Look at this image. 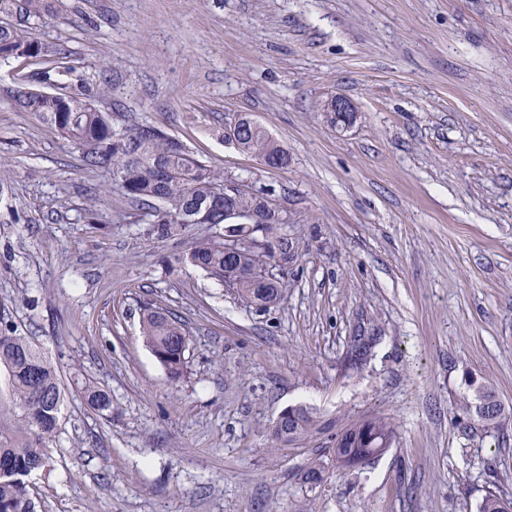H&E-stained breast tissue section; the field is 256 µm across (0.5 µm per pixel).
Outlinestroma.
<instances>
[{
    "instance_id": "obj_1",
    "label": "stroma",
    "mask_w": 512,
    "mask_h": 512,
    "mask_svg": "<svg viewBox=\"0 0 512 512\" xmlns=\"http://www.w3.org/2000/svg\"><path fill=\"white\" fill-rule=\"evenodd\" d=\"M28 25L56 54L0 59V326L61 384L38 512L512 500V0H60ZM24 87L86 94L116 128L154 125L225 184L268 193L288 242L270 262L279 303L246 305L183 262L223 225L157 239L111 168L16 106ZM339 93L358 110L343 133L323 110ZM241 113L287 167L225 139ZM148 306L187 331L179 380L140 334ZM473 378L508 409L500 423L463 407ZM89 382L111 413L88 405ZM300 404L317 427L275 444ZM368 415L390 419L391 448L337 467V434Z\"/></svg>"
}]
</instances>
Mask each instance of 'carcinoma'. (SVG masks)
Masks as SVG:
<instances>
[{
    "mask_svg": "<svg viewBox=\"0 0 512 512\" xmlns=\"http://www.w3.org/2000/svg\"><path fill=\"white\" fill-rule=\"evenodd\" d=\"M56 2L0 0V13H16L27 18L52 16ZM34 44L38 55H56L27 27L0 24V59L24 57ZM21 105L24 111L33 113L75 143L82 150L87 166H111L125 195L145 204L153 200L179 203L178 214L172 215L164 207L154 211L153 230L157 237H178L197 218L202 224L207 221L224 223L219 214L204 211L210 198L224 191V177L201 162L186 145L157 127L142 125L121 132L112 127L105 113L81 94L31 91ZM273 146L274 139L260 125L247 129L238 140L241 151L261 159L272 152ZM225 204L264 215L266 227L272 230L281 223L279 213L266 210V196L262 193L236 188ZM270 258L272 252L250 248L232 267L224 261V243L207 238L197 242L184 261L235 289L242 301L268 308L281 298L280 282L258 279L257 272L267 267ZM140 328L144 342L169 378H181L188 338L180 320L150 310L143 314ZM0 367L8 372L13 396V407L1 411L0 416L13 423L20 439L17 447L0 445V512H37L29 478L47 465V443L56 437L62 405L59 378L38 346L10 328L0 330ZM86 391L96 411H112V398L106 392L91 385ZM293 411L294 418L289 420L288 428L273 426L275 440H298L316 426L309 408L297 406ZM393 437L390 421L367 416L346 428L336 441L341 454L349 457L354 466L363 457L390 447Z\"/></svg>",
    "mask_w": 512,
    "mask_h": 512,
    "instance_id": "carcinoma-1",
    "label": "carcinoma"
}]
</instances>
